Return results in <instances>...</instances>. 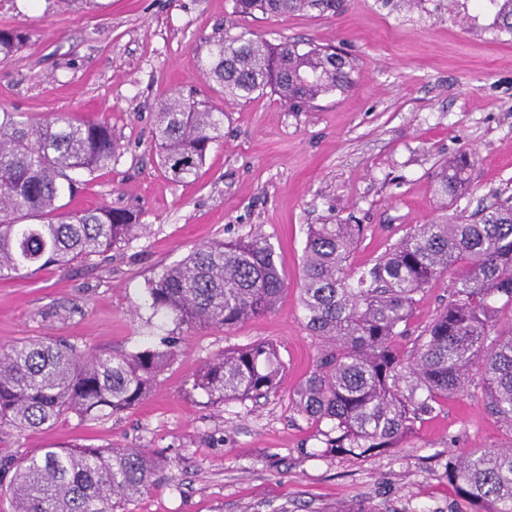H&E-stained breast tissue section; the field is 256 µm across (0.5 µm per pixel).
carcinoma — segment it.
<instances>
[{
  "label": "carcinoma",
  "instance_id": "carcinoma-1",
  "mask_svg": "<svg viewBox=\"0 0 512 512\" xmlns=\"http://www.w3.org/2000/svg\"><path fill=\"white\" fill-rule=\"evenodd\" d=\"M340 0H233V13L270 16L336 12ZM496 22L512 34V0H499ZM30 40L22 28L0 29V57ZM224 96L250 98L266 89L292 109L353 85L352 61L331 46L271 44L248 32L208 41L202 61ZM224 113L178 91L155 113L153 141L170 179L197 178L209 148L224 133ZM121 156L106 120L73 125L62 117L38 123L0 109V276L54 268L102 256L147 231L136 213L109 206L70 210L75 171L93 174ZM473 157L446 161L436 179L442 199L468 191ZM361 224L308 226L300 285L306 328L322 348L294 391L297 411L325 433L329 451L365 460L398 448L422 414L464 392L481 371L486 406L512 434V198L410 228L369 267L347 260ZM453 291L416 337L406 357L396 349L407 334L415 295L445 273ZM285 289L269 240L248 234L191 251L150 280L153 313L179 326L230 329L273 311ZM511 313L502 322L503 312ZM180 337L132 353H82L66 339L20 340L0 348V424L29 431L61 417L108 418L146 399L180 354ZM277 349L254 343L206 362L188 382L226 402L258 398L278 388ZM159 462L142 448H40L0 473L13 512H124L155 486ZM448 483L474 512H512V443L475 448L448 459Z\"/></svg>",
  "mask_w": 512,
  "mask_h": 512
}]
</instances>
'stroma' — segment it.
I'll return each mask as SVG.
<instances>
[{
    "label": "stroma",
    "instance_id": "1",
    "mask_svg": "<svg viewBox=\"0 0 512 512\" xmlns=\"http://www.w3.org/2000/svg\"><path fill=\"white\" fill-rule=\"evenodd\" d=\"M98 2L0 0V29L31 32L0 59V107L35 121L108 120L122 155L79 175L70 207L127 209L148 230L89 266L0 278V347L65 338L93 353L133 352L174 334L182 352L145 401L118 415L1 426L0 464L55 444L148 450L159 482L129 512H336L359 502L371 512H472L448 483L449 456L512 441L479 384L441 400L404 447L364 461L327 453L324 426L291 396L320 352L299 290L308 225H363L349 258L361 268L411 226L512 196V35L497 27L494 0H343L333 14L280 17L234 16L232 0ZM229 28L335 46L354 65V85L301 111L268 91L223 97L200 61ZM191 88L223 110L224 138L197 179L174 183L152 150L155 112ZM463 151L475 155L470 189L441 205L436 177ZM251 233L268 238L285 280L272 312L227 330L152 313L146 287L163 267ZM451 292L446 274L417 295L399 352L410 353ZM258 342L276 345L285 365L276 392L214 406L186 386L210 358Z\"/></svg>",
    "mask_w": 512,
    "mask_h": 512
}]
</instances>
